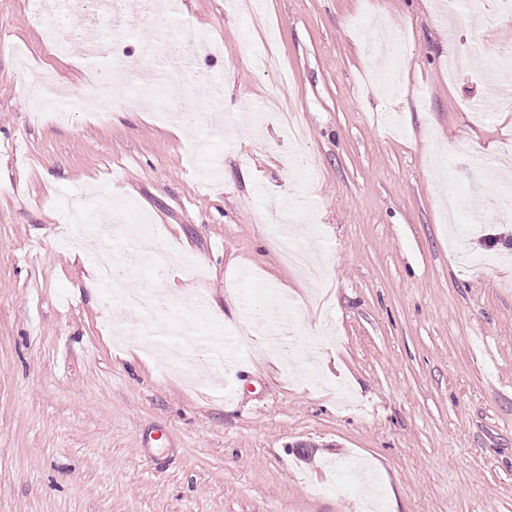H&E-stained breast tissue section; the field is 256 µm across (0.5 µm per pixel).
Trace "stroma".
Segmentation results:
<instances>
[{
    "mask_svg": "<svg viewBox=\"0 0 512 512\" xmlns=\"http://www.w3.org/2000/svg\"><path fill=\"white\" fill-rule=\"evenodd\" d=\"M123 9L136 65L159 28L143 0ZM37 15L112 37L0 0V512H512V179L485 178L512 167V76L485 79L512 46L498 0H175L198 116L179 136L159 83L103 96L117 121H35L18 49L70 88L107 67L52 54ZM270 50L280 72L258 71ZM286 94L306 174L266 108ZM77 184L148 220L98 250L123 274L94 296L93 240L63 247ZM285 229L318 278L282 258ZM159 238L179 276L157 317L201 296V334L233 355L168 373L127 327L119 294L154 286ZM262 323L265 348L246 331Z\"/></svg>",
    "mask_w": 512,
    "mask_h": 512,
    "instance_id": "stroma-1",
    "label": "stroma"
}]
</instances>
